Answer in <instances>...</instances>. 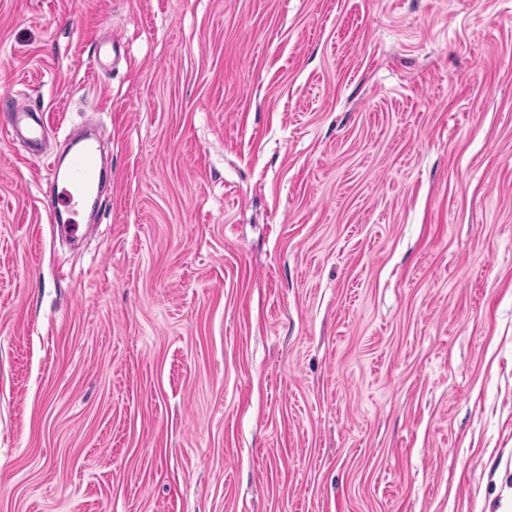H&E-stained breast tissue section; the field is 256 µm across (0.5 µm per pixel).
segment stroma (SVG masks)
<instances>
[{"label":"stroma","mask_w":512,"mask_h":512,"mask_svg":"<svg viewBox=\"0 0 512 512\" xmlns=\"http://www.w3.org/2000/svg\"><path fill=\"white\" fill-rule=\"evenodd\" d=\"M2 95L0 512H512V0H0ZM47 125L38 111L17 107L12 116L9 136L22 139L32 147L39 146L45 139ZM100 179L97 147L91 141L76 148L69 172L68 184L62 192L73 205L94 196Z\"/></svg>","instance_id":"35a3bbf8"}]
</instances>
